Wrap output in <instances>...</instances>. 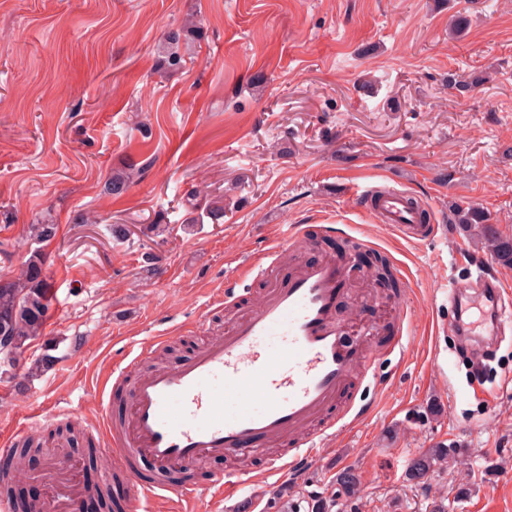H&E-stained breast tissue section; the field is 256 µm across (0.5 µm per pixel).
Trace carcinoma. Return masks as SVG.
Instances as JSON below:
<instances>
[{
	"instance_id": "carcinoma-1",
	"label": "carcinoma",
	"mask_w": 512,
	"mask_h": 512,
	"mask_svg": "<svg viewBox=\"0 0 512 512\" xmlns=\"http://www.w3.org/2000/svg\"><path fill=\"white\" fill-rule=\"evenodd\" d=\"M196 28L182 26L167 32L164 43L167 45V64L179 68L182 56L179 44L187 33ZM453 223L463 231L474 230L487 249L501 261L512 264V240L501 237L494 225L489 223L487 214L480 208L459 204L453 207ZM57 232L54 224H30L25 233V242L29 245V258L25 269L18 277L0 275V348L8 344L16 355H21L29 346L44 336L48 312L52 305V285L45 271V259L42 247L50 242ZM55 361V357L45 354L32 361L23 377L10 373V368L0 364V381L8 375L7 382L20 388L23 381L44 371ZM51 446L47 441L31 438L23 447L14 449L11 463L0 468V493L10 500L14 507L24 505V512H45L44 503L27 497L25 482V464L31 455H47ZM454 449L439 445L428 448L411 462L406 478L410 482L421 483L430 471L446 460ZM336 483L349 495L358 491L359 476L355 469L344 468L336 473ZM85 496L96 501L103 512H112L116 506L114 487L110 484L93 482L86 484Z\"/></svg>"
}]
</instances>
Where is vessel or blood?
<instances>
[{
  "mask_svg": "<svg viewBox=\"0 0 512 512\" xmlns=\"http://www.w3.org/2000/svg\"><path fill=\"white\" fill-rule=\"evenodd\" d=\"M358 197L370 214L402 239L427 242L445 233L442 224L422 223L425 205L410 193L387 187L361 188ZM309 224H284L274 247L262 258L240 264L227 278L216 304L233 302L244 282L270 275L281 251L311 247ZM350 279L347 260L337 256L301 265L287 281L266 288L255 307L210 337L190 358L171 368L143 374L140 362L166 343L154 337L132 357L114 365L110 377L128 385V418L113 428L103 420L97 434L106 464L104 474L135 458H149L156 471H175L221 453L228 457H266L268 445L288 441L283 456L266 458L274 476L317 457L338 432L369 417L372 402L349 400L341 415L333 410L356 376L385 384L375 368L383 353L404 352L409 332L398 326L387 350L374 345L376 329L361 316L337 317ZM485 294V320L493 335L511 322L512 285L497 273L477 268L450 284L451 300L466 292ZM360 340L350 343V333ZM132 508L145 512L169 490L165 483L130 477ZM236 474L214 475L207 487L184 484L172 489L179 503L192 505L201 492L224 501L237 494Z\"/></svg>",
  "mask_w": 512,
  "mask_h": 512,
  "instance_id": "vessel-or-blood-1",
  "label": "vessel or blood"
}]
</instances>
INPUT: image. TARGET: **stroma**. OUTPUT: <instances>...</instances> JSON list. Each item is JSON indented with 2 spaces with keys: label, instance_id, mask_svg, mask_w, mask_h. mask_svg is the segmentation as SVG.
I'll list each match as a JSON object with an SVG mask.
<instances>
[{
  "label": "stroma",
  "instance_id": "stroma-1",
  "mask_svg": "<svg viewBox=\"0 0 512 512\" xmlns=\"http://www.w3.org/2000/svg\"><path fill=\"white\" fill-rule=\"evenodd\" d=\"M190 17L200 33L168 68L163 38ZM369 184L425 201L446 236L413 244L375 222L352 196ZM199 193L221 220L187 223ZM458 200L512 238V0H0V275L24 269L27 225L58 227L45 337L17 368L49 339L55 361L24 391L0 382V436L124 409L106 382L116 352L167 332L186 359L258 302L263 279L209 305L277 225L348 224L398 265L411 344L377 364L388 385L366 421L227 512H512V342L477 370L437 330L455 314L443 273L482 249L448 221ZM475 380L487 398L468 395ZM440 443L455 458L407 482ZM348 466L352 497L336 483Z\"/></svg>",
  "mask_w": 512,
  "mask_h": 512
}]
</instances>
